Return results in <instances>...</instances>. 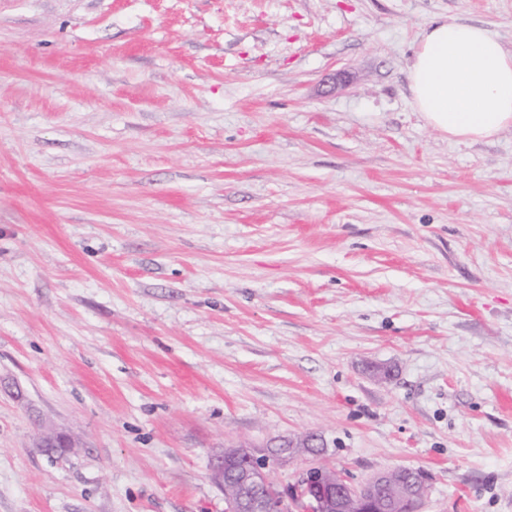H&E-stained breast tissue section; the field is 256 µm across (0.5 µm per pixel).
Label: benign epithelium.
<instances>
[{"mask_svg":"<svg viewBox=\"0 0 512 512\" xmlns=\"http://www.w3.org/2000/svg\"><path fill=\"white\" fill-rule=\"evenodd\" d=\"M40 448H73L64 434L45 435ZM324 442L313 434L281 439L279 450L258 454L248 446L224 450L215 464V477L220 484L234 478L236 492L226 498L225 512H275L257 496V490L269 485L265 474L269 462L286 463L306 448H322ZM412 469L401 467L399 473L390 471L355 487L333 469L314 466L307 469L290 491V499L302 512H352L357 507L367 512H399L403 502L410 504V512H420L425 492L405 481Z\"/></svg>","mask_w":512,"mask_h":512,"instance_id":"obj_1","label":"benign epithelium"}]
</instances>
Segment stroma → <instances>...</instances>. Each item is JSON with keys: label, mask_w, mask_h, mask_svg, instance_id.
Instances as JSON below:
<instances>
[{"label": "stroma", "mask_w": 512, "mask_h": 512, "mask_svg": "<svg viewBox=\"0 0 512 512\" xmlns=\"http://www.w3.org/2000/svg\"><path fill=\"white\" fill-rule=\"evenodd\" d=\"M447 17L512 49V0H0V512H224L300 433L278 489L512 512V130L415 110ZM281 444L267 446L266 448H281L269 454L259 455L251 446H238L224 450L215 464V477L224 487L226 498L225 512H275L271 505L257 496V490L269 486L265 469L270 460L276 463H286L304 448H324L321 438L313 434H306L280 439ZM233 477L234 487L228 482ZM225 485V486H224ZM234 493V494H233ZM233 494V495H232ZM398 471L399 475L388 471L355 487L334 469L314 466L301 475L289 496L304 512H353L357 507H366V512H400L405 501H409V511L420 512L425 492L405 481L415 470L401 467ZM379 487L388 488L387 497L375 495Z\"/></svg>", "instance_id": "35a3bbf8"}]
</instances>
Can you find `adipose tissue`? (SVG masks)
Wrapping results in <instances>:
<instances>
[{"mask_svg":"<svg viewBox=\"0 0 512 512\" xmlns=\"http://www.w3.org/2000/svg\"><path fill=\"white\" fill-rule=\"evenodd\" d=\"M408 81L417 112L445 138L474 143L512 128V50L485 27L427 24Z\"/></svg>","mask_w":512,"mask_h":512,"instance_id":"1","label":"adipose tissue"}]
</instances>
